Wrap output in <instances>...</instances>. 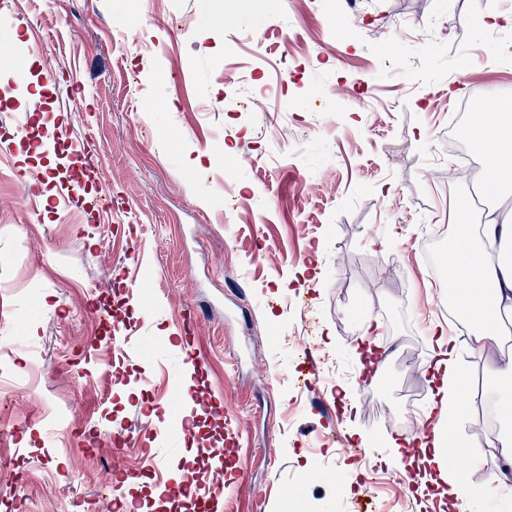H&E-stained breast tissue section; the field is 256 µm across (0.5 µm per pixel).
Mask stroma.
<instances>
[{"instance_id": "stroma-1", "label": "stroma", "mask_w": 512, "mask_h": 512, "mask_svg": "<svg viewBox=\"0 0 512 512\" xmlns=\"http://www.w3.org/2000/svg\"><path fill=\"white\" fill-rule=\"evenodd\" d=\"M503 12L512 0H0V142L37 150L0 156V512L149 510L143 449L111 489L112 434L159 448L173 408L196 432L170 444L167 477L223 488V431L175 393L189 317L202 391L241 418L245 476L218 512H421L409 471L379 457L399 408L430 393L432 330L456 331L420 238L474 188L438 155L448 108L512 98V66L486 59L512 49L489 25ZM228 69L256 70L244 97L225 95ZM60 124L95 149L64 207L42 137ZM369 322L390 356L372 385ZM461 354L451 439L476 453L497 352Z\"/></svg>"}]
</instances>
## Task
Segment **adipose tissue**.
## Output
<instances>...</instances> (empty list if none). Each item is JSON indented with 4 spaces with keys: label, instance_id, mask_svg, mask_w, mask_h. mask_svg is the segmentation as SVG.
<instances>
[{
    "label": "adipose tissue",
    "instance_id": "1",
    "mask_svg": "<svg viewBox=\"0 0 512 512\" xmlns=\"http://www.w3.org/2000/svg\"><path fill=\"white\" fill-rule=\"evenodd\" d=\"M478 112L487 122L480 132L479 146L485 157L481 179L487 193H497L505 171L512 169V139L498 137V118L512 110L508 99L496 102H479ZM448 246L458 253L461 261L471 270V275L459 294L458 306L465 320L463 339H438L434 342V364L431 377L439 381L431 393V402L440 414L434 424L432 436L422 438L420 453L411 457L410 463L421 489L430 493V502L445 506L459 505L470 498L473 490L448 469L444 462L446 450L443 435L452 417L462 414L460 393L463 369L458 361V348L466 344L475 348L495 346L499 354L490 366L497 380L498 393L506 398L498 413L499 431L487 439V450L477 457L480 467L490 470L499 490L512 489L507 473L512 470V350L504 348L498 331L502 316L512 314V261L505 263L488 259L476 242L449 241Z\"/></svg>",
    "mask_w": 512,
    "mask_h": 512
}]
</instances>
